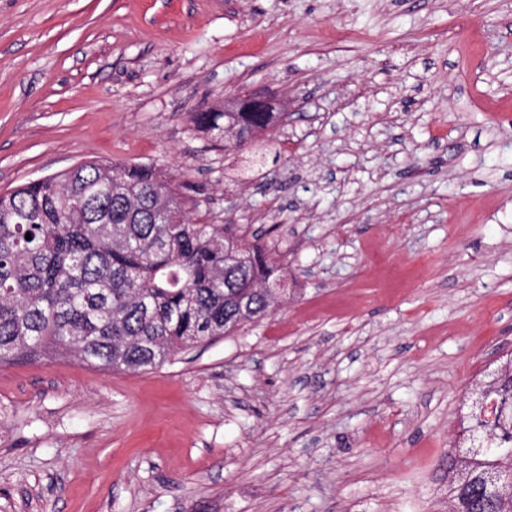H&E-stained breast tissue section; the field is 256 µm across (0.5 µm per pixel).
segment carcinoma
Wrapping results in <instances>:
<instances>
[{
  "label": "carcinoma",
  "mask_w": 512,
  "mask_h": 512,
  "mask_svg": "<svg viewBox=\"0 0 512 512\" xmlns=\"http://www.w3.org/2000/svg\"><path fill=\"white\" fill-rule=\"evenodd\" d=\"M280 112H192L224 127L266 129ZM231 224H195L180 186L153 165L88 161L0 193V366L76 357L111 372L153 370L224 336L249 297L255 321L278 294L284 256L237 237L246 268L227 262ZM31 239H26V236ZM448 448V512H512V357L477 385Z\"/></svg>",
  "instance_id": "1"
}]
</instances>
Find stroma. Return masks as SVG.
Returning <instances> with one entry per match:
<instances>
[{
    "mask_svg": "<svg viewBox=\"0 0 512 512\" xmlns=\"http://www.w3.org/2000/svg\"><path fill=\"white\" fill-rule=\"evenodd\" d=\"M261 90L263 166L192 112ZM149 164L286 299L148 372L0 366V512H444L512 352V0H0V192Z\"/></svg>",
    "mask_w": 512,
    "mask_h": 512,
    "instance_id": "stroma-1",
    "label": "stroma"
}]
</instances>
